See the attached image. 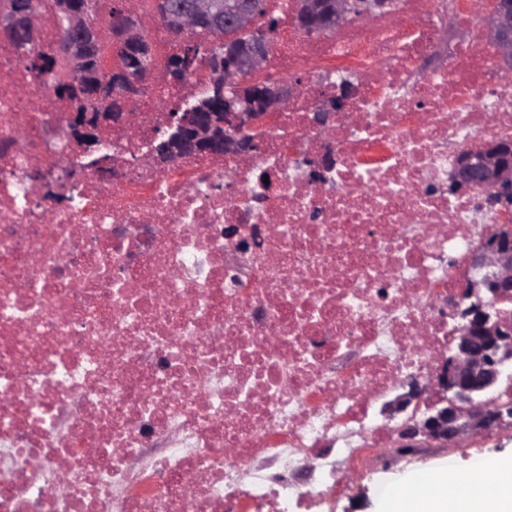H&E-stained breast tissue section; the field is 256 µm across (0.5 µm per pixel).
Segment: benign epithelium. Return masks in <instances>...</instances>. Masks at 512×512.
<instances>
[{
  "label": "benign epithelium",
  "instance_id": "7a95c632",
  "mask_svg": "<svg viewBox=\"0 0 512 512\" xmlns=\"http://www.w3.org/2000/svg\"><path fill=\"white\" fill-rule=\"evenodd\" d=\"M389 0H298L299 23L306 29L332 30L355 19L369 22L387 11ZM60 12L68 20L72 36L56 45V57L70 65L86 62L104 43L117 46L124 55L148 54L141 39L147 22L125 12L116 17L107 39L96 36L86 21L85 6L77 0H60ZM256 0H188L187 5L163 14L162 21L177 36L204 26L224 27L240 34L256 28ZM15 18L8 3L0 4V34L10 37ZM485 37L495 45L500 61L512 64V0H494L491 10L479 17ZM270 42L257 37L227 44L224 51V84L236 91L222 112H197L178 126L155 134L153 162L166 169L194 154L221 153L251 157L259 147L267 120L289 97L300 92L299 80L264 77ZM185 77L175 63L162 74L146 70L137 80L116 78L95 86L94 95L106 103H124L141 83H179ZM140 118L133 112H86L80 122L69 120L64 137L92 152L109 130L135 131ZM449 187L477 190L491 203L512 209V140H488L465 149L448 177ZM468 277V304H454L453 341L437 360L432 382L436 400L429 413L402 429L397 447L429 444L446 447L469 437H480L494 428L512 429V405L492 396L502 378L512 372V313L499 305L512 299V223L499 224L472 251ZM409 391L385 404L390 420L407 412L425 391L417 379L407 382Z\"/></svg>",
  "mask_w": 512,
  "mask_h": 512
}]
</instances>
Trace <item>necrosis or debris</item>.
Segmentation results:
<instances>
[{
	"label": "necrosis or debris",
	"instance_id": "1",
	"mask_svg": "<svg viewBox=\"0 0 512 512\" xmlns=\"http://www.w3.org/2000/svg\"><path fill=\"white\" fill-rule=\"evenodd\" d=\"M395 2L309 35L269 0L266 69L306 82L247 162H149L208 70L148 85L142 134L98 158L53 136L68 103L0 47V512H258L376 467L379 404L434 376L471 250L512 222L448 191L457 150L512 136V74L478 35L425 66L492 0ZM342 76L329 135L311 118Z\"/></svg>",
	"mask_w": 512,
	"mask_h": 512
}]
</instances>
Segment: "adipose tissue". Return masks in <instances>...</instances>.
Instances as JSON below:
<instances>
[{
    "label": "adipose tissue",
    "mask_w": 512,
    "mask_h": 512,
    "mask_svg": "<svg viewBox=\"0 0 512 512\" xmlns=\"http://www.w3.org/2000/svg\"><path fill=\"white\" fill-rule=\"evenodd\" d=\"M413 493L386 501L385 512H512V461L418 478Z\"/></svg>",
    "instance_id": "obj_1"
}]
</instances>
